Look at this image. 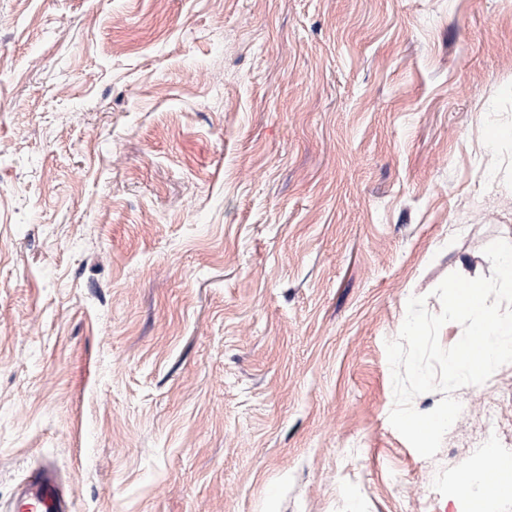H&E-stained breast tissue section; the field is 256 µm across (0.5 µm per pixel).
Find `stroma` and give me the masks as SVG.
<instances>
[{
  "mask_svg": "<svg viewBox=\"0 0 512 512\" xmlns=\"http://www.w3.org/2000/svg\"><path fill=\"white\" fill-rule=\"evenodd\" d=\"M512 0H0V512H470L391 426L410 297L512 241ZM25 507L17 504L13 512H69L70 504L56 471L50 465L36 469L31 479L24 483Z\"/></svg>",
  "mask_w": 512,
  "mask_h": 512,
  "instance_id": "35a3bbf8",
  "label": "stroma"
}]
</instances>
